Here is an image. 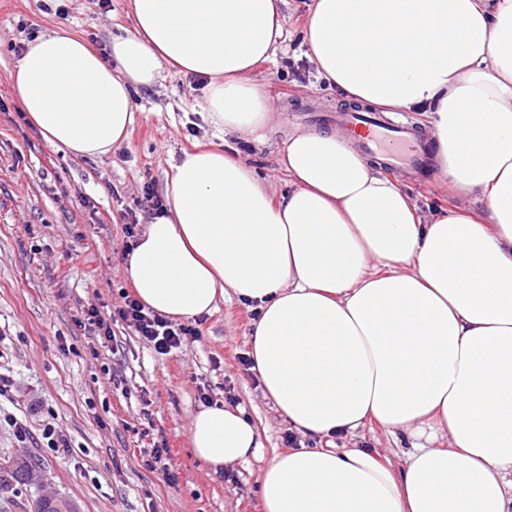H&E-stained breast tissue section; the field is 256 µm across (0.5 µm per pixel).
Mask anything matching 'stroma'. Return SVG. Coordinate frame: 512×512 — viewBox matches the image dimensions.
Here are the masks:
<instances>
[{
	"mask_svg": "<svg viewBox=\"0 0 512 512\" xmlns=\"http://www.w3.org/2000/svg\"><path fill=\"white\" fill-rule=\"evenodd\" d=\"M308 2L288 0L283 48L253 74L275 109L265 144L216 132L200 115V80L168 74L137 91L127 143L78 158L50 147L26 122L8 81L20 60L15 48L65 29L104 51L133 27L127 0L106 9L101 0H0V374L14 380L11 399L0 398V460L27 450L44 475L42 485L0 491V512H30L48 493L77 512H261L260 472L273 450H286L290 428L241 363L251 352L253 311L225 294L217 310L198 317L196 338L166 356L125 323L100 340L78 320L91 303L109 315L131 292L125 226L133 217L147 224L150 198L163 195L183 151L223 143L279 195L288 188L279 165L288 136L332 129L329 116L346 100L317 72L300 80L290 66L305 56ZM404 189L425 210L473 206L433 166ZM87 199L94 209L84 207ZM203 391L214 403L231 400L245 410L262 435L258 457L216 472L195 455L189 429ZM8 413L27 426L30 440L16 439ZM48 422L65 438L53 448L37 437ZM162 443L171 451L173 482L145 464ZM410 444L377 426L336 441L376 449L397 469Z\"/></svg>",
	"mask_w": 512,
	"mask_h": 512,
	"instance_id": "35a3bbf8",
	"label": "stroma"
}]
</instances>
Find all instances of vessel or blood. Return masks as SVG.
I'll return each mask as SVG.
<instances>
[{
    "mask_svg": "<svg viewBox=\"0 0 512 512\" xmlns=\"http://www.w3.org/2000/svg\"><path fill=\"white\" fill-rule=\"evenodd\" d=\"M336 121L352 131L360 126L371 128L366 152L403 178L415 179L428 162L427 145L411 126L391 123L380 113L363 109L337 113Z\"/></svg>",
    "mask_w": 512,
    "mask_h": 512,
    "instance_id": "vessel-or-blood-1",
    "label": "vessel or blood"
}]
</instances>
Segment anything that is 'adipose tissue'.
Here are the masks:
<instances>
[{
	"instance_id": "adipose-tissue-1",
	"label": "adipose tissue",
	"mask_w": 512,
	"mask_h": 512,
	"mask_svg": "<svg viewBox=\"0 0 512 512\" xmlns=\"http://www.w3.org/2000/svg\"><path fill=\"white\" fill-rule=\"evenodd\" d=\"M285 4L129 0L109 55L62 29L28 41L12 93L52 148L97 157L128 141L137 88L193 76L203 120L262 145L272 106L251 75ZM302 40L346 98L428 113L438 171L474 208L424 213L334 131L289 136L277 197L214 145L174 165L125 273L174 320L228 291L254 311V369L300 434L418 441L399 469L372 448L274 452L263 512H512V0H313ZM189 438L216 471L263 446L227 404Z\"/></svg>"
}]
</instances>
